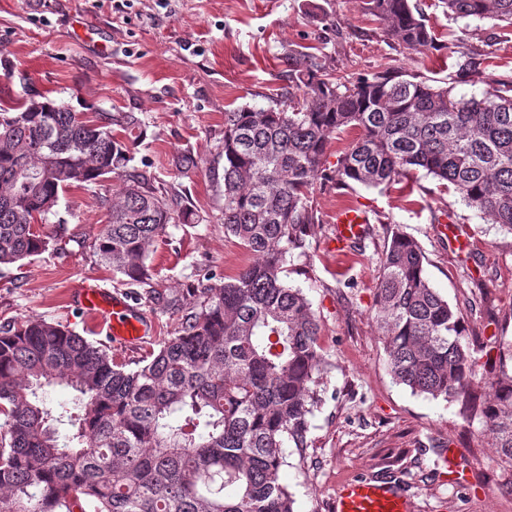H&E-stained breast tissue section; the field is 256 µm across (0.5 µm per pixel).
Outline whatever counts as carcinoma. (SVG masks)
<instances>
[{"label": "carcinoma", "mask_w": 512, "mask_h": 512, "mask_svg": "<svg viewBox=\"0 0 512 512\" xmlns=\"http://www.w3.org/2000/svg\"><path fill=\"white\" fill-rule=\"evenodd\" d=\"M442 4L451 20L512 27V0ZM367 9L404 52L434 48L411 0ZM288 67L301 91L288 107L224 113V235L255 260L227 280L197 279L178 335L130 368L40 316L0 328V512H294L286 449L308 447L331 364L309 300L284 273L314 233L318 177L378 188L420 172L512 233V78L466 98L400 68L348 82L312 55L290 54ZM115 126L131 133L141 119L91 120L38 93L0 105V265L47 250L34 222L60 191L114 174L125 189L108 202L96 253L125 284L147 288V300L176 310L179 299L152 287L149 258L190 214L132 164ZM348 129L357 137L330 161L333 135ZM426 263L414 238L390 231L372 318L393 380L480 419L512 463V344H478ZM56 386L77 392L75 411L47 406L45 388Z\"/></svg>", "instance_id": "cac0c4a2"}]
</instances>
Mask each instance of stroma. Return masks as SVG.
Returning <instances> with one entry per match:
<instances>
[{"label": "stroma", "instance_id": "stroma-1", "mask_svg": "<svg viewBox=\"0 0 512 512\" xmlns=\"http://www.w3.org/2000/svg\"><path fill=\"white\" fill-rule=\"evenodd\" d=\"M418 5L437 34L422 57L388 39L365 0H126L119 9L112 0H0V47L10 60L0 68V95L18 100L32 89L90 117L140 116L135 165L150 166L157 186L186 195L200 218L170 227L150 255L155 288L189 306L187 289L200 271L228 278L249 258L224 234V114L244 104L267 108L291 92L290 53L318 48L327 70L351 81L401 67L445 82L455 81L467 54L479 72L455 82L459 96L481 95L488 75L512 77V29L448 20L440 0ZM184 152L198 163L186 175L175 164ZM122 188L109 178L60 193L54 215L38 226L51 238L48 251L0 266V327L36 315L102 344L69 293L87 281L136 299L93 249L108 220L100 200ZM311 203L315 231L286 280L310 301L333 368L307 448L287 451L282 479L295 512H329L340 484L361 476L402 484L412 512H512V463L457 404L393 381L371 317L381 253L396 227L421 245L431 285L460 308L472 333L512 340V234L423 176L382 190L322 178ZM348 206L365 210L370 222L343 254L334 248V215ZM136 301L150 335L136 349L112 348L122 362L142 359L181 328L180 312Z\"/></svg>", "mask_w": 512, "mask_h": 512}]
</instances>
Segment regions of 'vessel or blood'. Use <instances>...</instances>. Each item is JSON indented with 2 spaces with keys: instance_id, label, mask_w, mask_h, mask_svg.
<instances>
[{
  "instance_id": "b4317fda",
  "label": "vessel or blood",
  "mask_w": 512,
  "mask_h": 512,
  "mask_svg": "<svg viewBox=\"0 0 512 512\" xmlns=\"http://www.w3.org/2000/svg\"><path fill=\"white\" fill-rule=\"evenodd\" d=\"M366 214L344 209L336 213L337 247L361 235L368 223ZM77 308L106 330L113 344L133 347L142 342L146 326L138 310L128 300L110 296L95 284H83L77 295ZM334 512H412L410 499L396 484L358 477L339 487Z\"/></svg>"
}]
</instances>
